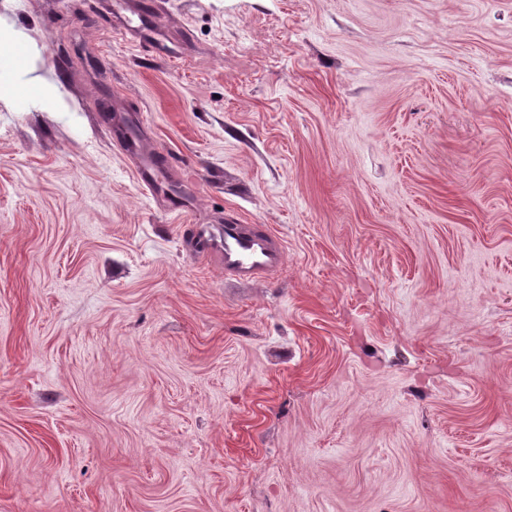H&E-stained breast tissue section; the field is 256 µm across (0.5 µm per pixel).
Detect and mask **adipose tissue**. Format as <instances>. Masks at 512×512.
Returning a JSON list of instances; mask_svg holds the SVG:
<instances>
[{"label":"adipose tissue","mask_w":512,"mask_h":512,"mask_svg":"<svg viewBox=\"0 0 512 512\" xmlns=\"http://www.w3.org/2000/svg\"><path fill=\"white\" fill-rule=\"evenodd\" d=\"M19 38L9 25L0 22V96L27 94L42 103L61 106L58 88L48 79L32 75L30 60H18L13 46Z\"/></svg>","instance_id":"1"}]
</instances>
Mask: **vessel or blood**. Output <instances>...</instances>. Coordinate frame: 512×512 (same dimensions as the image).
<instances>
[{"mask_svg": "<svg viewBox=\"0 0 512 512\" xmlns=\"http://www.w3.org/2000/svg\"><path fill=\"white\" fill-rule=\"evenodd\" d=\"M207 251L226 276L248 282L280 268L285 260L282 244L261 224H227L210 236Z\"/></svg>", "mask_w": 512, "mask_h": 512, "instance_id": "vessel-or-blood-1", "label": "vessel or blood"}]
</instances>
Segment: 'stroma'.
<instances>
[{
    "label": "stroma",
    "instance_id": "35a3bbf8",
    "mask_svg": "<svg viewBox=\"0 0 512 512\" xmlns=\"http://www.w3.org/2000/svg\"><path fill=\"white\" fill-rule=\"evenodd\" d=\"M142 2L0 0V512H512V0ZM16 32L9 25L4 24L0 20V46H22L24 47L25 56L22 61L18 60L14 52H6L0 54V71L3 69L0 77V97L10 94L12 96L26 93L28 96L36 99L41 103H49L56 107H61L62 97L58 88L48 79L41 76H34L25 83H17L12 78L5 77L12 74V77L19 73L33 72L28 49L19 41ZM206 251L210 259L224 266V275L248 282L282 266L283 245L262 224H224L210 235Z\"/></svg>",
    "mask_w": 512,
    "mask_h": 512
}]
</instances>
